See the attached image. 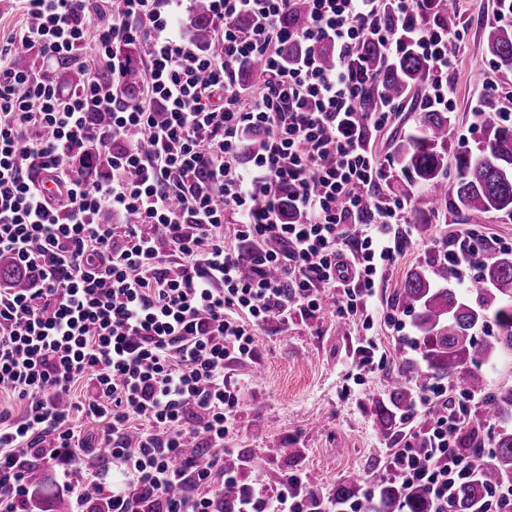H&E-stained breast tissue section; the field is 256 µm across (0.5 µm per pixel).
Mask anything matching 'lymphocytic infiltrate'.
<instances>
[{"label":"lymphocytic infiltrate","instance_id":"lymphocytic-infiltrate-1","mask_svg":"<svg viewBox=\"0 0 512 512\" xmlns=\"http://www.w3.org/2000/svg\"><path fill=\"white\" fill-rule=\"evenodd\" d=\"M379 1L306 0L309 23L292 30L282 18L294 0H209L223 46L209 55L174 31L183 0H12L31 23L0 44V255L24 267L30 285L0 289V389L23 408L0 410V512H27L31 458L58 470L72 512H83L89 487L109 512H224L230 491L233 512H302V478L250 488L225 470L238 394L224 369L254 359L268 319L319 310L326 288L343 291L339 317L373 321L368 301L395 259L405 204L379 192L385 172L371 134L391 124L393 108L358 116L369 80L358 49L372 39L390 57L406 48L426 56L425 103L444 110L455 38L412 25L424 0H387L405 24L397 31ZM99 8L106 21H94ZM242 14L252 18L245 29L235 23ZM128 41L146 61L137 104L118 106L97 79L71 91L55 82L51 68L64 61L101 62L120 80L112 48ZM293 41L304 49L289 62L281 48ZM326 42L336 51L330 69L319 53ZM19 45L40 67L15 68ZM252 60L264 79L248 91L237 73ZM101 113L134 139L114 147L94 121ZM247 129L261 130L265 147L245 167ZM93 148L111 173L91 181L82 168ZM284 186L301 222L279 218ZM105 208L136 221L99 223ZM85 378L93 392L71 404ZM440 401L444 415L406 441L395 470L403 484L429 489L434 512H448L472 470L453 446L462 408L481 397L465 393L459 407L447 385L432 384L419 409ZM76 412L108 428L111 470L74 469ZM135 422L143 431L134 440Z\"/></svg>","mask_w":512,"mask_h":512}]
</instances>
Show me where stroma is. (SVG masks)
Instances as JSON below:
<instances>
[{
  "label": "stroma",
  "mask_w": 512,
  "mask_h": 512,
  "mask_svg": "<svg viewBox=\"0 0 512 512\" xmlns=\"http://www.w3.org/2000/svg\"><path fill=\"white\" fill-rule=\"evenodd\" d=\"M503 9L502 0H456L453 29L459 40L448 71L449 152L482 145L484 132L474 117L479 106L495 104L512 123V67L492 60L486 48L490 25L512 24ZM412 123V113L402 108L391 126L373 135L388 173L383 192L393 198L399 197L403 181L399 165L391 161L393 145ZM404 220L409 234L402 237L395 261L368 304L376 314L372 328H365L358 316L338 317L342 291L330 288L319 311L285 324L266 323L254 361L226 366L227 382L240 393L235 431L225 445L241 459L263 461L261 473L246 472L245 483L260 479L274 487L292 475L315 474L319 492L328 498L338 482L358 473L372 490L390 478L395 449L427 429V421L417 416L394 437L380 433L373 401L385 389L388 372L361 369L359 348L372 340L388 358H395L400 337L412 330H397L385 315L392 312V298L406 273L439 260L455 233L466 228L495 243L512 244V215H464L449 199L435 214L408 211Z\"/></svg>",
  "instance_id": "35a3bbf8"
}]
</instances>
